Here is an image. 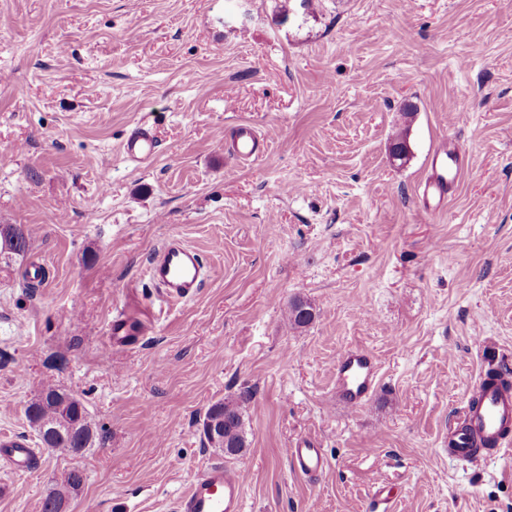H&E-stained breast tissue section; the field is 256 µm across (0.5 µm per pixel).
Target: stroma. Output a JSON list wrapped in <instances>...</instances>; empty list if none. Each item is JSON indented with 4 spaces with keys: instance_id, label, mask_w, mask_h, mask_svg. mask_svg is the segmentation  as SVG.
<instances>
[{
    "instance_id": "stroma-1",
    "label": "stroma",
    "mask_w": 512,
    "mask_h": 512,
    "mask_svg": "<svg viewBox=\"0 0 512 512\" xmlns=\"http://www.w3.org/2000/svg\"><path fill=\"white\" fill-rule=\"evenodd\" d=\"M243 123L253 163L230 150ZM141 125L160 147L139 165ZM448 136L466 166L433 217L418 187ZM0 225L29 235L0 256V434L38 455L0 464V512H41L73 467L70 512H171L220 460L245 512H512V451L448 448L472 382L512 379V0H0ZM172 236L208 269L173 304L146 274ZM126 306L147 331L109 347ZM355 347L380 381L350 411L333 381ZM49 381L98 427L84 456L38 445L24 410ZM238 398L228 460L202 420ZM301 438L328 461L313 481ZM158 141L150 127L139 126L123 143L126 158L136 164H144L153 159L158 151ZM315 316L313 305L304 299H294L289 305L288 318L296 328L309 325ZM287 455L294 472L307 478H317L327 466L323 449L310 439L297 440ZM84 483L83 471L72 468L63 473L60 481H58L52 488V492L56 496H61L70 491V488L75 489ZM81 489H75L69 495L59 498L55 504L57 512H67V506L70 498L80 493ZM73 494V495H72Z\"/></svg>"
}]
</instances>
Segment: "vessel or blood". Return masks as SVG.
I'll list each match as a JSON object with an SVG mask.
<instances>
[{"mask_svg": "<svg viewBox=\"0 0 512 512\" xmlns=\"http://www.w3.org/2000/svg\"><path fill=\"white\" fill-rule=\"evenodd\" d=\"M126 158L136 164L153 159L158 141L151 128L140 126L123 143ZM233 150L243 158H259L264 149L249 125H241L233 140ZM432 175L422 187L425 209L431 214L444 212L452 189L464 170V157L456 144L445 140L436 148L431 160ZM151 282L162 288L174 301L195 297L204 281L200 254L174 238L169 240L149 267ZM146 332L144 318L123 312L113 316L108 328L111 345L128 346ZM379 367L374 358L358 348H349L336 360L334 390L336 399L346 408H361L376 392ZM512 430V389L507 390L482 375L466 398L459 422L448 431V441L456 458L479 459L484 443L493 448L507 444ZM295 473L307 478L318 477L326 468L322 448L312 440L300 439L287 450ZM36 451L16 437L0 438V460L13 470L27 472L34 468ZM173 512H244L243 484L235 471L220 462L201 468L191 479L187 491L177 499Z\"/></svg>", "mask_w": 512, "mask_h": 512, "instance_id": "b4317fda", "label": "vessel or blood"}]
</instances>
